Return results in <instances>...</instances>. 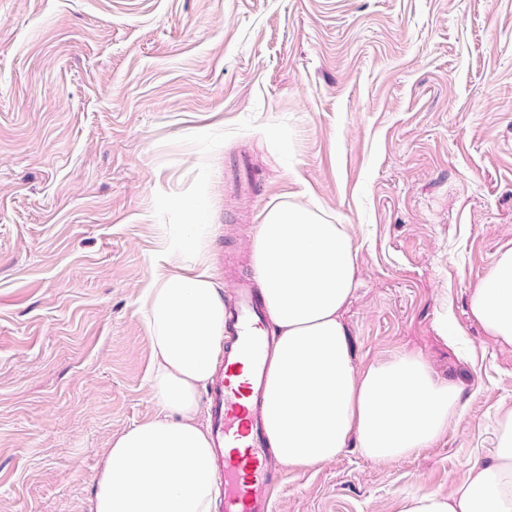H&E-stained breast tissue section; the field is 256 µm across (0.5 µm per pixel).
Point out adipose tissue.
I'll use <instances>...</instances> for the list:
<instances>
[{
  "instance_id": "1",
  "label": "adipose tissue",
  "mask_w": 512,
  "mask_h": 512,
  "mask_svg": "<svg viewBox=\"0 0 512 512\" xmlns=\"http://www.w3.org/2000/svg\"><path fill=\"white\" fill-rule=\"evenodd\" d=\"M205 232L176 238L141 305L152 348L149 421L119 434L100 464L90 512H213L212 447L199 424V392L224 350V295L203 254ZM252 267L278 338L264 398L267 439L277 459L311 468L356 447L386 462L428 447L459 415L461 390L404 354L360 370L341 311L359 286L345 225L318 205L279 202L254 227ZM486 336L512 346V247L501 248L470 296ZM401 512H512V409L495 445L451 494L405 499Z\"/></svg>"
}]
</instances>
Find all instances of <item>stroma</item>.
Here are the masks:
<instances>
[{"label": "stroma", "instance_id": "35a3bbf8", "mask_svg": "<svg viewBox=\"0 0 512 512\" xmlns=\"http://www.w3.org/2000/svg\"><path fill=\"white\" fill-rule=\"evenodd\" d=\"M347 225L358 367L416 353L462 388L436 442L284 469L272 512L448 494L512 408L469 296L512 246V0H0V512H89L156 413L140 291L208 224L225 297L262 210Z\"/></svg>", "mask_w": 512, "mask_h": 512}]
</instances>
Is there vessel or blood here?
<instances>
[{
  "mask_svg": "<svg viewBox=\"0 0 512 512\" xmlns=\"http://www.w3.org/2000/svg\"><path fill=\"white\" fill-rule=\"evenodd\" d=\"M227 313L229 344L208 395L221 512H270L280 474L266 452L260 403L274 338L252 288H237Z\"/></svg>",
  "mask_w": 512,
  "mask_h": 512,
  "instance_id": "b4317fda",
  "label": "vessel or blood"
}]
</instances>
